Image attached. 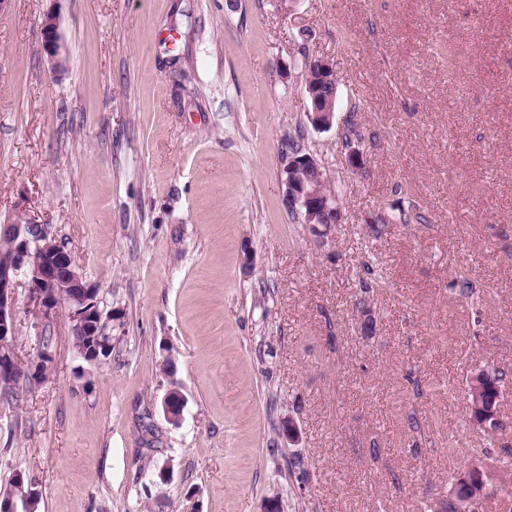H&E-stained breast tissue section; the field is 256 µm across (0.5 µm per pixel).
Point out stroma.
Wrapping results in <instances>:
<instances>
[{"label":"stroma","instance_id":"obj_1","mask_svg":"<svg viewBox=\"0 0 512 512\" xmlns=\"http://www.w3.org/2000/svg\"><path fill=\"white\" fill-rule=\"evenodd\" d=\"M308 55L339 79L324 132ZM292 140L346 215L321 248L285 198ZM18 205L98 288L112 356L83 387L65 315L37 329L18 289L17 352L45 334L53 361L0 401V495L21 470L38 512H439L460 449L512 446V0H9L0 214ZM479 367L504 376L495 436L469 418ZM40 31L42 50L48 67L52 72H59L65 66V57L59 35L58 16L54 11L48 10L42 15Z\"/></svg>","mask_w":512,"mask_h":512}]
</instances>
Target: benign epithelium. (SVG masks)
I'll return each instance as SVG.
<instances>
[{
  "instance_id": "benign-epithelium-1",
  "label": "benign epithelium",
  "mask_w": 512,
  "mask_h": 512,
  "mask_svg": "<svg viewBox=\"0 0 512 512\" xmlns=\"http://www.w3.org/2000/svg\"><path fill=\"white\" fill-rule=\"evenodd\" d=\"M40 31L48 67L59 72L65 66V57L54 11L42 15ZM305 72L318 82L316 87H306L310 104L306 118L314 129L328 130L335 119L339 91L335 66L321 57L310 58L305 61ZM344 161L353 171L361 169L363 151L348 143ZM282 181L288 203L299 212L316 243L327 244L336 225L345 222V214L338 194L329 185L325 166L310 153H297L288 157ZM0 235L14 239L10 262L0 265V357L5 354L3 346L16 336V291L23 285L39 325L50 324L59 311H65L71 329L87 337L86 346L78 350L77 357L90 367L106 361L112 354V310L101 308L98 289L88 284L77 270L67 243L21 206L0 222ZM489 376V370L479 368L471 378L476 407L480 410L479 417L472 422L486 432L501 423L498 411L483 404L479 396L481 384ZM183 407L184 399L175 388L162 400L164 416L171 423L180 421ZM470 480L469 475L455 478L449 496L465 512H478L488 485L482 479L477 486L462 490V485L470 484Z\"/></svg>"
}]
</instances>
